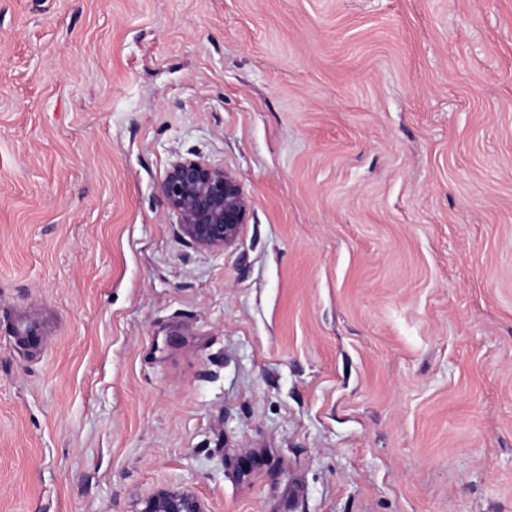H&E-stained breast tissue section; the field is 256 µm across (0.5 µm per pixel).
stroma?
I'll return each instance as SVG.
<instances>
[{
	"label": "stroma",
	"instance_id": "35a3bbf8",
	"mask_svg": "<svg viewBox=\"0 0 512 512\" xmlns=\"http://www.w3.org/2000/svg\"><path fill=\"white\" fill-rule=\"evenodd\" d=\"M163 489L512 512V0H0V512ZM166 208L176 214L180 237L197 249L223 252L245 223L247 198L236 179L206 159L173 163L161 182Z\"/></svg>",
	"mask_w": 512,
	"mask_h": 512
}]
</instances>
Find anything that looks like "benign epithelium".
I'll return each mask as SVG.
<instances>
[{
    "label": "benign epithelium",
    "instance_id": "7a95c632",
    "mask_svg": "<svg viewBox=\"0 0 512 512\" xmlns=\"http://www.w3.org/2000/svg\"><path fill=\"white\" fill-rule=\"evenodd\" d=\"M166 208L176 214L180 237L197 249L221 252L234 244L245 223L247 198L236 179L206 159L173 163L161 182ZM140 512H203L190 493L162 492Z\"/></svg>",
    "mask_w": 512,
    "mask_h": 512
}]
</instances>
